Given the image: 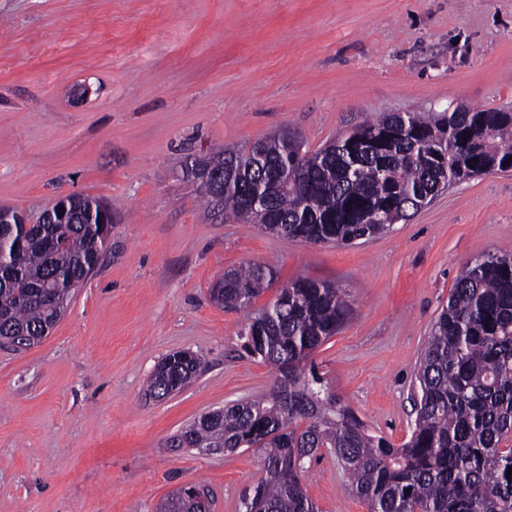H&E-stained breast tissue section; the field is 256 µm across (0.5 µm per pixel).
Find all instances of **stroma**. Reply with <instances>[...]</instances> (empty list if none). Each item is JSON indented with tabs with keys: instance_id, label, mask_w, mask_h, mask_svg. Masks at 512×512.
<instances>
[{
	"instance_id": "stroma-1",
	"label": "stroma",
	"mask_w": 512,
	"mask_h": 512,
	"mask_svg": "<svg viewBox=\"0 0 512 512\" xmlns=\"http://www.w3.org/2000/svg\"><path fill=\"white\" fill-rule=\"evenodd\" d=\"M512 109V0H0V207L37 218L63 194L101 200L112 234L38 345L0 343V512H157L205 486L238 512L254 449L185 451L201 414L267 394L241 335L278 286L342 288L349 322L317 372L375 434L410 436L414 373L463 266L512 252V171L453 186L392 231L317 245L225 222L187 160L289 131L315 151L384 112ZM265 262L247 309L210 290ZM201 370L165 400L169 353ZM319 512H368L331 455L304 481ZM200 359L190 351L166 355L156 365L149 378V391L154 396H164L170 390H180L199 370Z\"/></svg>"
}]
</instances>
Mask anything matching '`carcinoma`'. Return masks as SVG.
Masks as SVG:
<instances>
[{"label": "carcinoma", "instance_id": "1", "mask_svg": "<svg viewBox=\"0 0 512 512\" xmlns=\"http://www.w3.org/2000/svg\"><path fill=\"white\" fill-rule=\"evenodd\" d=\"M512 160V110L386 113L309 151L295 134L247 151L215 150L185 165L204 180L224 170L213 200L224 216L289 239L352 244L389 230L439 187L501 170ZM266 196L254 210L246 197ZM93 199L73 202L71 224L16 223L1 208L0 338L21 350L64 314L70 283L99 263L112 225L99 223ZM274 278L266 263L224 274L213 300L249 308ZM341 289L309 279L279 288L243 337L276 370L272 392L224 406L216 419L183 430L194 448H252L262 474L240 512H318L302 482L306 464L326 450L348 473L369 512H512V253H487L466 265L427 338L415 374L409 439L393 446L372 433L321 387L310 359L348 321ZM190 351L166 355L149 378L163 396L199 370ZM410 493H405V490Z\"/></svg>", "mask_w": 512, "mask_h": 512}]
</instances>
